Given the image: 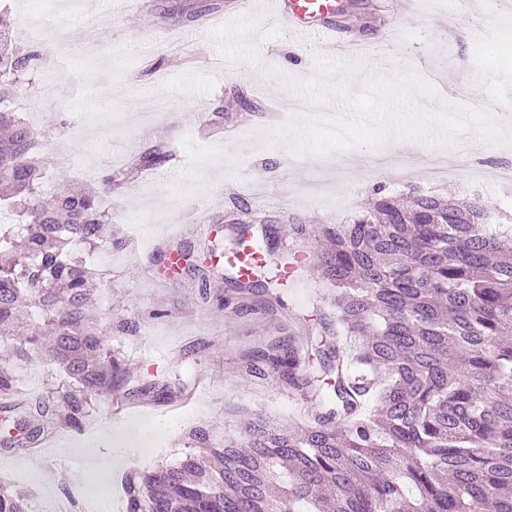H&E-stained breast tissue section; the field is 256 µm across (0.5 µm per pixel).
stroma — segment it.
Masks as SVG:
<instances>
[{"label": "stroma", "mask_w": 512, "mask_h": 512, "mask_svg": "<svg viewBox=\"0 0 512 512\" xmlns=\"http://www.w3.org/2000/svg\"><path fill=\"white\" fill-rule=\"evenodd\" d=\"M501 0H470L454 12L448 0H353L354 37L369 52L359 73L345 74L352 92L368 78H397L407 70L421 78L437 74L433 97L417 105L434 114L453 105L489 112L512 125V9ZM235 0H56L38 13L41 43L24 34L30 0H9L7 15L18 48L32 53L14 86V110L43 144L42 188L53 194L59 174L99 186L107 170L120 167L152 146L164 145L171 159L143 170L130 187L103 196L112 213V234L122 242L113 263L96 262L98 299L93 316L105 329L103 345L129 374L94 395L85 416L94 432L111 426L165 435L167 455L145 456L131 469H152L190 452L189 432L200 426L216 441L238 435L245 417L281 425L299 424L316 407L314 389H293L271 372L248 370L243 357L268 337L303 345L309 366L331 347L334 327L323 285L309 269L294 266L299 249L319 243L297 235L295 224H342L367 204L371 188H416L480 198L490 227L512 228V181L495 170L512 160V142L488 145L466 130L445 146L425 145L423 154L390 143L356 147L295 163L288 140L274 138L290 121L306 124L342 116L347 108L329 96L304 103L292 81L330 78L317 68L306 41L277 26L276 0H253L236 23L224 22ZM249 225L247 236L230 225ZM181 227L178 245L186 261L178 281L155 283L146 273L154 248L172 240L164 228ZM260 240L266 260L253 268L262 294L235 297L239 273L227 263L232 251ZM293 265L282 277L284 265ZM167 343L168 357L155 369L140 360L148 342ZM20 377L17 393L50 395L69 381L66 370L44 350L31 349L12 361ZM194 403L169 413L173 400ZM134 405L126 420H113L112 403ZM61 445L45 449L43 473L18 483L35 504L39 495H61L64 487L97 490L111 481L84 465L87 432L58 426Z\"/></svg>", "instance_id": "35a3bbf8"}]
</instances>
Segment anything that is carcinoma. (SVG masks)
I'll use <instances>...</instances> for the list:
<instances>
[{
    "instance_id": "1",
    "label": "carcinoma",
    "mask_w": 512,
    "mask_h": 512,
    "mask_svg": "<svg viewBox=\"0 0 512 512\" xmlns=\"http://www.w3.org/2000/svg\"><path fill=\"white\" fill-rule=\"evenodd\" d=\"M23 55L0 25V103ZM40 143L0 107V326L32 304L53 329L49 354L72 384L24 404L3 421L77 429L91 394L126 376L101 355L104 331L88 313L95 268L75 250L94 248L112 214L96 192L65 185L42 192ZM168 159L157 145L109 171L104 191L128 186L138 169ZM329 246L309 265L336 306V348L320 361L336 374L306 425L245 423L241 437L212 441L178 463L132 473L124 512H512V235L491 231L486 205L430 193L404 200L383 183L368 211L345 224L295 227ZM291 386L309 384L300 355L278 338L247 355ZM0 512H28L0 486Z\"/></svg>"
}]
</instances>
